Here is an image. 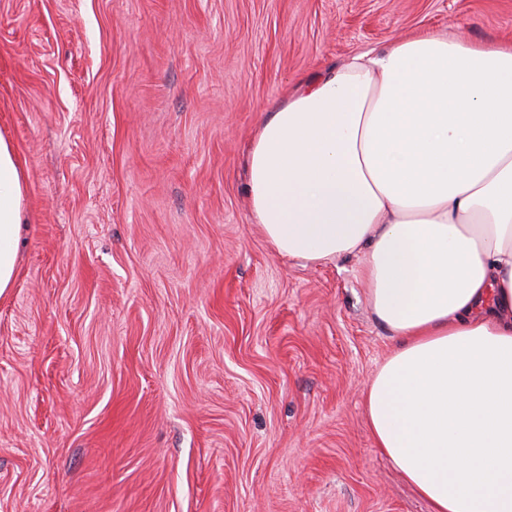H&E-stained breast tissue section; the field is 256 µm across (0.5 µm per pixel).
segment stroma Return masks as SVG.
<instances>
[{
	"mask_svg": "<svg viewBox=\"0 0 512 512\" xmlns=\"http://www.w3.org/2000/svg\"><path fill=\"white\" fill-rule=\"evenodd\" d=\"M459 31L512 0H0V512H431L370 435L399 340L358 257L277 255L245 160L300 83ZM24 189L14 149L0 137V296L12 288L16 277Z\"/></svg>",
	"mask_w": 512,
	"mask_h": 512,
	"instance_id": "1",
	"label": "stroma"
}]
</instances>
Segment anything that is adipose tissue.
Instances as JSON below:
<instances>
[{"mask_svg": "<svg viewBox=\"0 0 512 512\" xmlns=\"http://www.w3.org/2000/svg\"><path fill=\"white\" fill-rule=\"evenodd\" d=\"M247 193L282 257L360 258L400 340L368 383L371 437L433 512H512V41L423 32L265 113ZM0 138V295L25 217Z\"/></svg>", "mask_w": 512, "mask_h": 512, "instance_id": "obj_1", "label": "adipose tissue"}]
</instances>
